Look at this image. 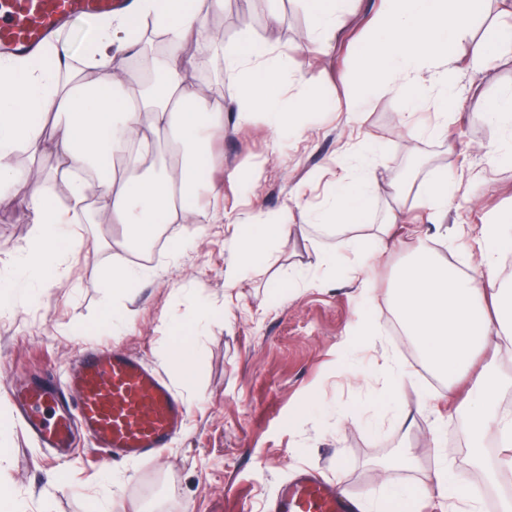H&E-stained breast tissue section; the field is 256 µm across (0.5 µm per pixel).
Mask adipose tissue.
Instances as JSON below:
<instances>
[{
  "mask_svg": "<svg viewBox=\"0 0 512 512\" xmlns=\"http://www.w3.org/2000/svg\"><path fill=\"white\" fill-rule=\"evenodd\" d=\"M156 2L135 0L131 11L101 23L69 81L61 79L69 66L63 47L47 48L50 65L44 69L0 63V193L23 195L35 224L31 240L14 262L12 278L0 280L1 305L12 304L21 287H39L48 271L58 269L68 254L71 227L85 215L83 203L88 196L96 197L99 211L109 214L114 223L125 225L131 242L145 239L156 224L189 223L194 209L187 201L202 197L199 173L208 164L211 134L223 126L224 114L211 109L205 92L188 83L183 62L175 55L168 59L158 87L127 90L123 56L137 41L129 29L131 16L151 18L155 28L178 47L201 38L204 7L196 0H167L162 10ZM348 2L308 0L309 35L321 40L335 32L345 20ZM473 3L390 0L389 9L376 19L374 39L355 63L357 85L407 96L413 105L434 92L451 98L457 88L454 46L459 40H469V61L475 66H489L512 53L510 26L499 24L489 35L473 37ZM221 53L224 78L234 88L238 123L263 112L272 130H279L285 117L275 95V62L249 38L222 47ZM484 112L495 156L511 160L512 89L487 100ZM50 113L57 116L58 124L49 140L43 135L41 119ZM172 136L182 153L160 178L126 177L109 164L111 155L128 144H136L145 158ZM46 147L62 154L72 171L71 207L53 206L44 177L21 171L10 162L17 150ZM90 167L97 171L93 182L79 175ZM345 171L346 182L333 196L321 206L306 207L307 223L360 225L367 190L381 186L376 158L366 154ZM270 231V225L253 224L246 237L234 241V257L224 271L228 286H236L245 273L259 271L271 254ZM476 241L484 268L482 280L423 248L400 267L389 307L436 376L446 380L449 388L466 383L463 408L471 455L492 481L497 470L486 456L488 439H496L512 466V419L503 418L499 408L502 393L512 388V378L481 365L480 357L487 347L498 349L512 340V283L501 279L498 265L503 250L512 245V218L483 225ZM434 485L446 493L448 512H481L480 496L466 489L455 469L440 466Z\"/></svg>",
  "mask_w": 512,
  "mask_h": 512,
  "instance_id": "adipose-tissue-1",
  "label": "adipose tissue"
}]
</instances>
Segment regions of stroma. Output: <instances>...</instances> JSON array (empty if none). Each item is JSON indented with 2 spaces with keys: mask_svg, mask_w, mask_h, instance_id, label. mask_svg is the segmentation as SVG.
<instances>
[{
  "mask_svg": "<svg viewBox=\"0 0 512 512\" xmlns=\"http://www.w3.org/2000/svg\"><path fill=\"white\" fill-rule=\"evenodd\" d=\"M387 0H351L341 32L315 41L308 34L304 0H224L206 33L231 46L244 37L261 42L279 62L277 94L297 96V74L316 75L313 95L324 112L290 114L289 128L273 132L265 113L242 128L213 132L214 150L199 179L214 183L191 223L172 227V248L142 263L139 280L120 293L107 287L111 269L128 264L122 225L100 218L75 225L77 245L55 284L38 297L0 309V388L27 371L62 376L87 343L111 344L145 359L169 380L189 407L175 447L153 463L113 464L80 450L59 459L26 438L19 426L0 431L9 448L0 457V488L22 512H91L95 503L111 512H267L277 486L294 470L308 469L333 481L360 507L382 488L408 486L419 497L413 512H442L433 486L439 466L435 440L452 448L450 463L473 491L484 482L463 449L459 408L434 411L426 404L429 368L391 388L378 367L384 357L411 361L391 333L387 299L397 269L424 243L440 260L456 257L446 232L455 225L480 231L492 217L512 212V167L497 163L486 146V98L512 86V61L483 69L471 66L467 42L457 43V96L431 97L412 127L400 116L406 106L393 93L360 94L359 112L336 106L355 93L351 72L374 37L373 20ZM448 113L442 135L426 127ZM375 149L387 184L373 195L363 233L373 232L391 208L402 211L387 249L369 260L372 299L336 276L307 286L316 251L350 238L340 226L307 224L295 205L305 195L324 202L343 174L344 157L360 146ZM453 181V207L441 219L446 232L424 240L422 200L441 175ZM16 211L0 223V261H9L34 233L23 201L0 194V211ZM288 225L259 274L236 287L224 285L231 242L250 224ZM123 311L113 322L108 311ZM376 322L381 335L362 334ZM189 339L192 371L183 374L168 359L176 338Z\"/></svg>",
  "mask_w": 512,
  "mask_h": 512,
  "instance_id": "35a3bbf8",
  "label": "stroma"
}]
</instances>
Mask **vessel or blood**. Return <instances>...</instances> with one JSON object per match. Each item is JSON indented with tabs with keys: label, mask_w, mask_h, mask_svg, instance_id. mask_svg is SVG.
<instances>
[{
	"label": "vessel or blood",
	"mask_w": 512,
	"mask_h": 512,
	"mask_svg": "<svg viewBox=\"0 0 512 512\" xmlns=\"http://www.w3.org/2000/svg\"><path fill=\"white\" fill-rule=\"evenodd\" d=\"M123 0H0V57L36 53L71 22L123 8ZM22 432L46 448L85 438L100 453L148 463L171 447L187 408L162 374L140 357L95 344L62 379L34 373L6 389ZM274 512H352L348 496L308 474L277 490Z\"/></svg>",
	"instance_id": "vessel-or-blood-1"
}]
</instances>
